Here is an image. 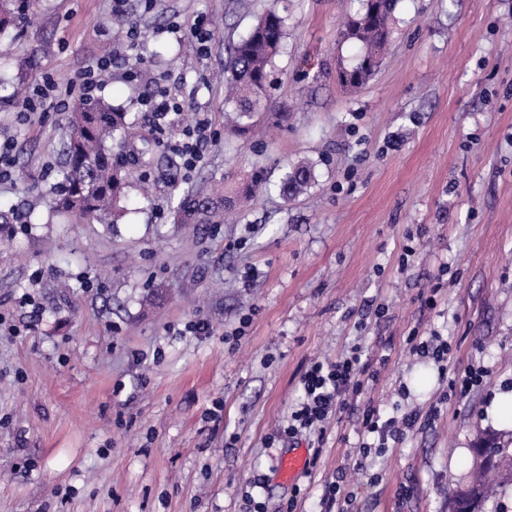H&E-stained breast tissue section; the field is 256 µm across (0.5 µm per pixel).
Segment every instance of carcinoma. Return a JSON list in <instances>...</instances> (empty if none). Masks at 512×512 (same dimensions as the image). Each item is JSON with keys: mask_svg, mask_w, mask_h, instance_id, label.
I'll use <instances>...</instances> for the list:
<instances>
[{"mask_svg": "<svg viewBox=\"0 0 512 512\" xmlns=\"http://www.w3.org/2000/svg\"><path fill=\"white\" fill-rule=\"evenodd\" d=\"M358 2V8L346 15L340 32L341 37L362 47L357 63H337L338 83L344 88H357L374 74L372 67L380 64L391 36L390 17L397 0ZM24 8L25 3L20 2L15 11L0 13V38L9 35V28ZM286 34L287 18L268 10L229 49L224 68L225 116L230 130L239 137L249 134L262 121L274 123L276 113L269 111L268 91L272 68ZM68 127V138L62 146L64 162L50 205L78 222L107 223L128 187L123 151L136 138L134 127L126 113L101 99L75 104ZM312 179V167L298 164L285 174L281 191L287 198L295 197ZM234 202L235 198L225 195L222 186L188 191L177 199L174 220L177 224H221L224 211ZM496 439L497 434L487 432L472 448L478 460L477 469L470 484L455 492L451 512H483L486 498L512 481V475L484 462L485 453L512 462V453H504Z\"/></svg>", "mask_w": 512, "mask_h": 512, "instance_id": "cac0c4a2", "label": "carcinoma"}]
</instances>
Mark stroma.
<instances>
[{"instance_id": "stroma-1", "label": "stroma", "mask_w": 512, "mask_h": 512, "mask_svg": "<svg viewBox=\"0 0 512 512\" xmlns=\"http://www.w3.org/2000/svg\"><path fill=\"white\" fill-rule=\"evenodd\" d=\"M356 5L126 0L123 28L112 0H27L7 71L27 100L0 89V139L14 143L0 207L21 215L0 249V317L17 329L0 333V512H243L248 493L264 512H321L341 471L354 512H448L482 432L512 451L495 408L512 394V0H399L380 67L349 91L336 63L360 49L338 26ZM273 7L288 16L269 100L279 126L243 142L224 130L219 75ZM199 18L214 32L204 50L174 32ZM100 57L112 66L97 98L152 139L110 227L42 203L76 101L67 83ZM159 78L183 122H211L192 171L171 148L179 127L156 135L143 104ZM304 159L315 180L285 198L282 173ZM252 177L255 200L223 224H175L174 188ZM196 320L209 335L190 332ZM414 330L448 339L447 371L409 353ZM384 344L389 365L324 438L269 443L312 360L355 346L372 359ZM473 365L486 383L442 401ZM368 402L386 418L436 416L355 475ZM294 446L315 462L289 482L277 461Z\"/></svg>"}]
</instances>
